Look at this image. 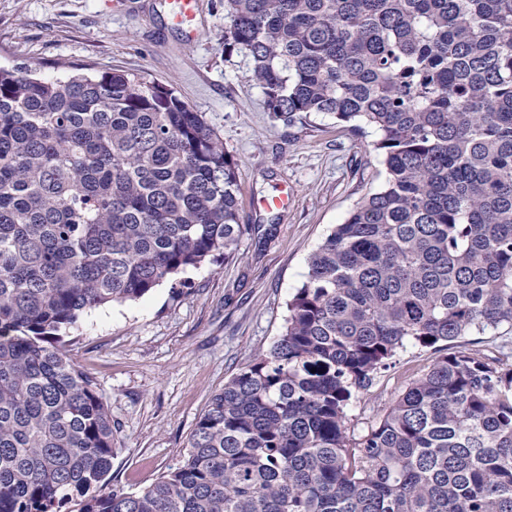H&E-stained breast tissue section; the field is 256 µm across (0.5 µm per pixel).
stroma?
Here are the masks:
<instances>
[{"label":"stroma","mask_w":512,"mask_h":512,"mask_svg":"<svg viewBox=\"0 0 512 512\" xmlns=\"http://www.w3.org/2000/svg\"><path fill=\"white\" fill-rule=\"evenodd\" d=\"M224 24V0H199L190 41L162 0H0V66L45 77L114 70L172 88L237 159L241 223L263 227L240 240L232 261L97 309L65 338L109 407L112 480L131 492L180 460L211 397L280 333L311 253L384 178L371 134L319 112L276 120L247 54L225 58ZM283 182L293 189L287 209L261 207ZM434 358L418 346L400 352L358 393L351 434L378 422Z\"/></svg>","instance_id":"1"}]
</instances>
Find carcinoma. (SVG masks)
Instances as JSON below:
<instances>
[{
    "instance_id": "cac0c4a2",
    "label": "carcinoma",
    "mask_w": 512,
    "mask_h": 512,
    "mask_svg": "<svg viewBox=\"0 0 512 512\" xmlns=\"http://www.w3.org/2000/svg\"><path fill=\"white\" fill-rule=\"evenodd\" d=\"M224 18L268 112L369 127L385 180L182 459L132 493L63 336L234 257L238 162L159 83L0 67V512H512V368L454 349L512 330V0H224ZM409 344L433 364L350 437Z\"/></svg>"
}]
</instances>
